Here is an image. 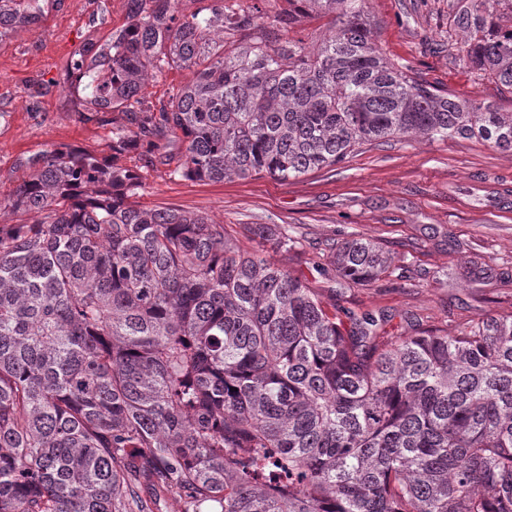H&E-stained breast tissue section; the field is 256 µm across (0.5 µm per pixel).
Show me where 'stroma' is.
Here are the masks:
<instances>
[{"label":"stroma","mask_w":512,"mask_h":512,"mask_svg":"<svg viewBox=\"0 0 512 512\" xmlns=\"http://www.w3.org/2000/svg\"><path fill=\"white\" fill-rule=\"evenodd\" d=\"M375 40L431 84L512 110V93L455 65L449 42L451 0H369ZM126 0H64L47 11L40 35L0 39V199L25 176L21 157L69 144L107 157L112 127L82 120L64 79L68 59L88 35L106 38L121 27ZM48 93L32 97L35 84ZM141 177L134 202L170 208L223 225L241 249L257 246L249 232L279 224L299 240L296 250L265 247L276 265L317 279L313 264L328 244L355 235L383 243L395 272L372 287L330 280L325 301L357 312L389 314L391 333L416 325L459 334L470 322L512 314V153L472 139L376 142L333 168L285 181L261 173L221 182L173 179L150 164L145 149L119 158ZM492 265L497 278H463L465 262Z\"/></svg>","instance_id":"stroma-1"}]
</instances>
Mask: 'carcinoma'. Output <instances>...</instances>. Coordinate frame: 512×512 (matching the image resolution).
<instances>
[{"instance_id":"obj_1","label":"carcinoma","mask_w":512,"mask_h":512,"mask_svg":"<svg viewBox=\"0 0 512 512\" xmlns=\"http://www.w3.org/2000/svg\"><path fill=\"white\" fill-rule=\"evenodd\" d=\"M201 2L127 0L68 63L84 120L125 117L112 151L178 139L169 175L208 181L286 180L382 140L512 151V111L387 56L368 0ZM505 9L471 0L448 21L454 62L512 93ZM44 15L0 0V39ZM326 17L339 25L309 54L290 33ZM173 68L194 78L145 101L147 75ZM20 165L5 207L21 220L0 227V512H155L170 491L180 512H512V315L396 336L222 224L131 204L141 184L113 160L61 144ZM390 266L351 236L316 270L368 286Z\"/></svg>"}]
</instances>
